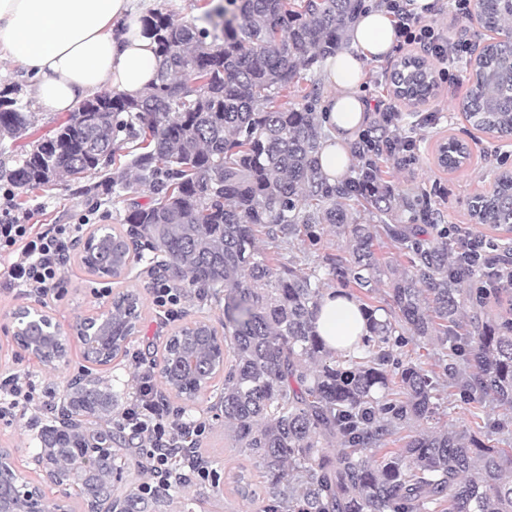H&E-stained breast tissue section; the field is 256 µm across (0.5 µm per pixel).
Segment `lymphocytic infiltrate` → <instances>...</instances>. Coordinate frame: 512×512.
Returning a JSON list of instances; mask_svg holds the SVG:
<instances>
[{"label":"lymphocytic infiltrate","mask_w":512,"mask_h":512,"mask_svg":"<svg viewBox=\"0 0 512 512\" xmlns=\"http://www.w3.org/2000/svg\"><path fill=\"white\" fill-rule=\"evenodd\" d=\"M413 0H384L393 15L397 50L420 54L438 66V79L453 93L464 90L461 66L473 53L467 40H453L435 22L424 20L412 7ZM379 124L387 133L386 156H374L372 129L358 135L357 148L363 167L371 174L357 184L360 195L376 196L382 189L374 170L386 157L395 165L411 161L418 148L415 137L400 134L402 111L395 102L377 101L373 106ZM80 224H32L27 215L4 212L0 215V291L20 292L42 303L59 299L60 285L71 253L83 232ZM494 246L461 224L448 227V251L455 270L481 269L487 283L512 287V267L503 266L493 254ZM131 366L134 392L108 423L129 432L137 441L138 466L146 478L137 487L141 496L169 493L190 482H205L214 475L213 462L202 451L209 422L171 408L162 393L155 362L133 356ZM55 392L38 389L31 374L19 370L0 372V424L10 425L17 415L38 421L40 414L55 408Z\"/></svg>","instance_id":"f902f5d3"}]
</instances>
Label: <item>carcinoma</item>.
<instances>
[{"mask_svg": "<svg viewBox=\"0 0 512 512\" xmlns=\"http://www.w3.org/2000/svg\"><path fill=\"white\" fill-rule=\"evenodd\" d=\"M206 12L207 25L177 22L156 12L147 27L157 43V72L136 99L103 93L81 101L41 151L0 181L20 188L46 185V162L56 177L79 182L112 167L81 191L94 197L126 194L131 244L145 238L164 253L163 272L175 282L224 295V341L232 364L224 376L220 412L236 447L252 456L264 478L263 512H512V452L477 429L421 432L390 448L396 431L436 414V383L409 361H394L405 333L436 340L448 357V382L479 420L486 403L512 406V295L503 288H468L479 270L449 274L448 246L428 242L404 224L386 225L410 270L393 274L373 248L371 225L349 211L354 179L331 183L318 154L323 139L313 102L315 81L302 72L336 50L362 0H226ZM484 25L512 24V8L484 0ZM512 41L485 44L472 64L474 84L461 103L482 132L512 135ZM400 101L430 98L409 75ZM295 89L305 104L288 106ZM32 126L13 89L0 91V130L17 139ZM146 189L142 203L135 193ZM478 224L512 228V171L501 173L472 206ZM338 224L352 243L350 257L328 275L362 293L369 335L354 350L330 349L317 336L314 312L325 278L298 274L260 251L258 233L275 241ZM91 272L108 273L117 260L110 235L86 254ZM390 280L396 316L379 320L370 302ZM498 312L492 313L491 308ZM37 342L49 328L18 324ZM160 369L165 385H194L208 374L209 337L178 331L167 339ZM112 411V392L100 379L71 385L61 416L49 418V449L34 461L80 463L76 476L90 512H155L125 485L135 465L115 464L109 446L122 436L93 430L90 444L75 417ZM337 444L332 450L330 446Z\"/></svg>", "mask_w": 512, "mask_h": 512, "instance_id": "obj_1", "label": "carcinoma"}]
</instances>
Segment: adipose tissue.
<instances>
[{
    "label": "adipose tissue",
    "mask_w": 512,
    "mask_h": 512,
    "mask_svg": "<svg viewBox=\"0 0 512 512\" xmlns=\"http://www.w3.org/2000/svg\"><path fill=\"white\" fill-rule=\"evenodd\" d=\"M348 34L347 46L323 62L332 91L320 164L332 181L346 175L349 146L368 120L360 94L366 64L384 59L396 42L391 15L375 7L358 14ZM155 50L134 0H0V59L22 68L50 112L73 111L107 89L140 97L156 75ZM314 326L332 348L369 330L359 303L333 289L322 297Z\"/></svg>",
    "instance_id": "ef3b65f1"
}]
</instances>
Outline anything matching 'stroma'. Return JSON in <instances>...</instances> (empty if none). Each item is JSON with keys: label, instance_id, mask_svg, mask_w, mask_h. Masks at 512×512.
I'll return each instance as SVG.
<instances>
[{"label": "stroma", "instance_id": "obj_1", "mask_svg": "<svg viewBox=\"0 0 512 512\" xmlns=\"http://www.w3.org/2000/svg\"><path fill=\"white\" fill-rule=\"evenodd\" d=\"M431 19L447 30L449 37H467L471 42L485 44L490 39L512 38V27L495 32L483 27L480 20L455 18L450 12L431 9ZM18 86L19 104L23 111L32 113L34 132L31 139L10 141L6 144L7 155H15L28 149L30 140L46 139L53 136L56 128L68 118L67 113L47 112L33 98L30 83L20 67L8 61H0V88ZM459 97L453 96L447 87H440L428 102L429 109L438 111L440 121L433 126H420L415 122L413 107L402 105L403 131L414 132L420 142L414 160L389 173L398 194L394 201L393 215L397 223L412 221L411 206L422 195H430L432 206L437 209L446 224H467L472 231L485 237L498 247L512 248V229L491 224L473 223L470 204L475 195L490 190L498 175L505 170L512 171V140L498 138L473 128L459 108ZM457 138L468 144L470 158L462 169L448 171L438 162L439 146L448 138ZM12 193L21 202L33 224H107L114 233L127 234L124 222L126 203L123 198L110 197L100 208H93L85 196L77 191L73 181L63 179L52 182L37 190L9 187L0 182V195ZM262 249L278 251L279 264L291 267L299 273L309 272L315 266L325 265L327 258H347L351 244L341 228L326 224L320 231L317 242L296 236L280 246H272L269 240H260ZM150 249H141L139 257L131 258L125 276L108 279L98 276L84 266L80 255H72L66 267L63 283L65 294L56 304L47 308L46 313L56 323L63 335L69 336L70 344L65 362L46 366L27 356L20 350L14 339L15 322L12 314L21 307L33 306V299L21 293L0 296V370L21 366L30 372L36 382L56 390L58 398H66L73 380L79 375L92 373L107 382L112 390L114 409H122L131 396L135 383L126 354L138 351L149 360H161L162 349L154 340L156 332L164 336L196 321L208 322L213 327H221L224 320V301L215 297L198 301L193 294H185L178 316L168 323L165 329L157 327V313L153 304L150 287L154 280L151 272ZM109 288L119 293L136 291L141 305L137 328L126 345L125 354L115 358L106 367H91L83 354V346L77 338L80 325L86 318L98 315L110 303L103 297L102 289ZM401 357L420 363L426 369L438 371V398L441 403L439 414L431 420L417 423L420 431L451 429L459 433L473 431L475 424L465 404L458 395L450 394L448 374L439 368L442 349L436 342L409 339L397 350ZM224 386L223 378H216L209 388L194 401L181 403L171 398L173 406H184L187 412L210 419L211 429L203 442V451L217 464L221 475L219 487L210 484H191L178 488L172 495L158 499L159 512H261L262 501L250 500L237 491L238 481H245L253 489H260L261 477L253 461L236 448L233 438L224 426V418L217 410L220 393ZM37 433L31 430L27 418H16L11 428L0 431V448L7 449L16 466L21 481L42 486L45 493L54 500L63 502L67 512H88L78 487L73 482L49 483L41 467L35 464L33 455Z\"/></svg>", "mask_w": 512, "mask_h": 512}]
</instances>
